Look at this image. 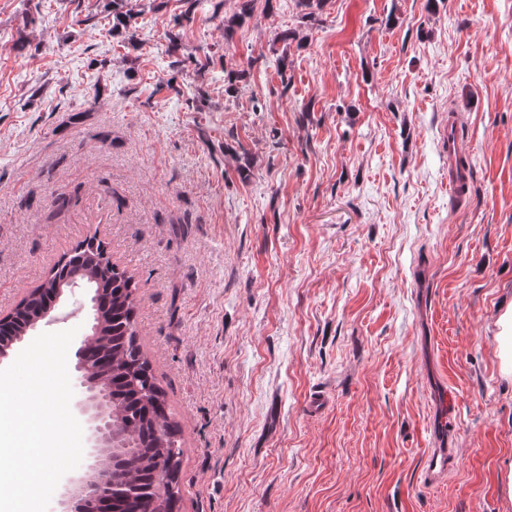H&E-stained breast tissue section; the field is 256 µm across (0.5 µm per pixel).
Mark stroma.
Listing matches in <instances>:
<instances>
[{"mask_svg":"<svg viewBox=\"0 0 512 512\" xmlns=\"http://www.w3.org/2000/svg\"><path fill=\"white\" fill-rule=\"evenodd\" d=\"M215 2L126 0L132 46L111 0H0V317L106 244L180 427L174 512H512V0H256L229 37ZM457 122L455 117L448 119V187L449 190L456 194L462 193L463 180L457 171L459 159L462 157V151L459 147V141L456 136ZM502 330L498 340V357L502 373L512 375V313L501 320ZM448 448H432L422 471V479L428 483H437L448 472Z\"/></svg>","mask_w":512,"mask_h":512,"instance_id":"1","label":"stroma"}]
</instances>
